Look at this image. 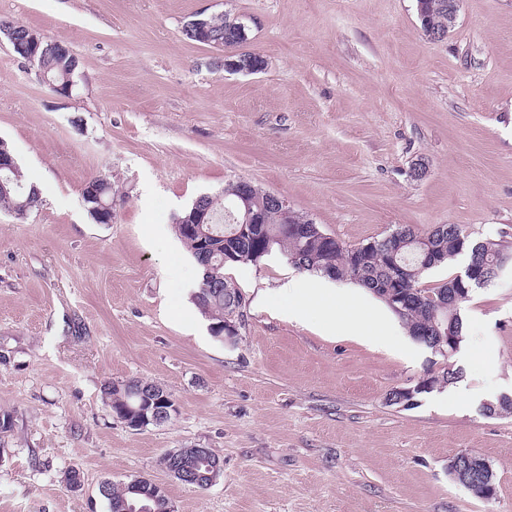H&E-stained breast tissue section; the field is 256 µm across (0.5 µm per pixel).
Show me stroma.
I'll return each instance as SVG.
<instances>
[{"label": "stroma", "instance_id": "stroma-1", "mask_svg": "<svg viewBox=\"0 0 512 512\" xmlns=\"http://www.w3.org/2000/svg\"><path fill=\"white\" fill-rule=\"evenodd\" d=\"M248 27L262 71L231 73L190 41L197 12ZM0 18L68 43L70 96L0 43V139L43 187L26 218L0 208V512H109L102 481L162 483L175 512H512V270L476 289L452 364L464 392L387 403L430 350L380 310L375 345L319 312L280 314L275 291L303 273L275 252L226 268L243 297L221 341L191 306L199 268L175 233L198 197L240 179L287 196L348 245L412 225L456 224L512 251V0H461L446 39H427L415 0H0ZM427 166L417 179L412 167ZM109 180L112 221L83 201ZM156 384L170 421L129 429L108 382ZM224 461L206 489L162 467L175 448ZM473 450L495 499L448 463ZM82 486L71 490L69 470ZM448 474L476 498L488 501L497 494L490 464L475 451L461 452L453 457L448 463Z\"/></svg>", "mask_w": 512, "mask_h": 512}]
</instances>
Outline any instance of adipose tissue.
<instances>
[{
    "instance_id": "adipose-tissue-1",
    "label": "adipose tissue",
    "mask_w": 512,
    "mask_h": 512,
    "mask_svg": "<svg viewBox=\"0 0 512 512\" xmlns=\"http://www.w3.org/2000/svg\"><path fill=\"white\" fill-rule=\"evenodd\" d=\"M280 296L282 312L289 318L301 320L316 309L328 319H340L357 336L372 343L383 344L388 340L377 313L361 308L354 300L336 297L323 276L313 274L300 281H290L281 288Z\"/></svg>"
}]
</instances>
